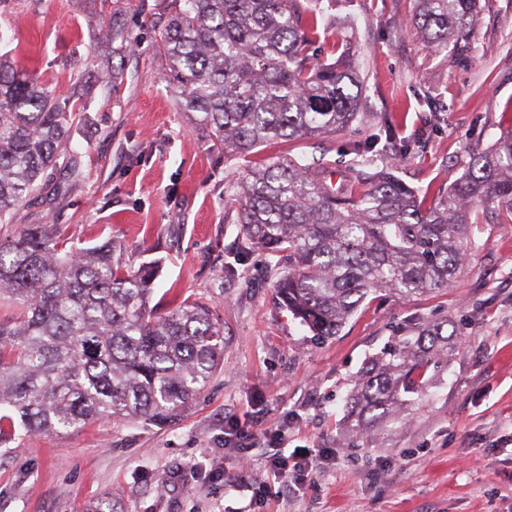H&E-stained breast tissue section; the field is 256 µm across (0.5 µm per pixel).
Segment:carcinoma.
Masks as SVG:
<instances>
[{"instance_id": "1", "label": "carcinoma", "mask_w": 512, "mask_h": 512, "mask_svg": "<svg viewBox=\"0 0 512 512\" xmlns=\"http://www.w3.org/2000/svg\"><path fill=\"white\" fill-rule=\"evenodd\" d=\"M158 52L171 67L181 109L212 146L247 157L262 144L327 137L363 118L365 74L343 51L314 58L322 0H162ZM478 0H416L404 32L433 50L466 47ZM107 40L132 52L117 24ZM79 104L36 73L0 56V224H13L37 184L58 169L82 175L66 145ZM351 153L404 158L392 120ZM307 155L276 158L232 181L237 223L248 244L282 266L279 307L317 340L342 330L369 294L404 299L451 286L476 224H512V127L472 150L465 172L432 201L393 173L353 161L324 176ZM107 240L78 247L56 224H23L0 237V299L22 307L0 321V442L66 434L94 418L155 421L177 415L223 362L211 310L186 301L150 306L155 267L115 257ZM448 322L420 324L385 345L363 368L351 409L366 423L392 418L424 392L430 367L448 356Z\"/></svg>"}]
</instances>
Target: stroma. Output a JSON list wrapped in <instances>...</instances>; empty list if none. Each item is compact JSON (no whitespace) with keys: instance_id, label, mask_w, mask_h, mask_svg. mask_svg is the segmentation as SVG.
Returning <instances> with one entry per match:
<instances>
[{"instance_id":"35a3bbf8","label":"stroma","mask_w":512,"mask_h":512,"mask_svg":"<svg viewBox=\"0 0 512 512\" xmlns=\"http://www.w3.org/2000/svg\"><path fill=\"white\" fill-rule=\"evenodd\" d=\"M158 0H9L0 8V55L81 103L69 132L83 172L57 171L21 208V224H57L76 245L112 240L123 262L159 264L153 306L206 303L224 334V361L175 418L154 424L97 421L72 434L18 436L0 445V512H512V224L475 227L458 279L437 295H370L343 331L314 339L275 302L270 257L246 247L229 180L248 177L287 145L243 157L211 148L179 111L171 71L154 47ZM459 61L399 30L414 0H323L330 25L316 55L349 49L367 75L363 122L315 141L330 161L380 132L423 146L397 165L412 187L438 192L471 150L512 126V0H481ZM139 43L111 83L103 64L109 24ZM438 119L427 122L429 106ZM447 322L458 339L447 366L400 418L358 427L353 380L396 328ZM280 430L285 454L331 449L300 490L270 483L249 449L264 498L213 479L235 472L239 449L224 423Z\"/></svg>"}]
</instances>
